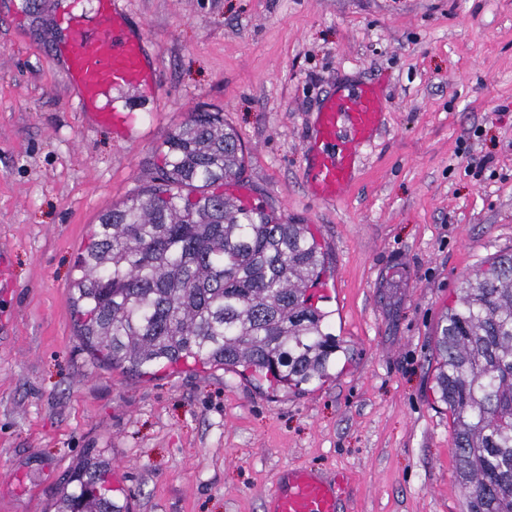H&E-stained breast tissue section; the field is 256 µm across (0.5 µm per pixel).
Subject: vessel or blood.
Segmentation results:
<instances>
[{
	"label": "vessel or blood",
	"mask_w": 512,
	"mask_h": 512,
	"mask_svg": "<svg viewBox=\"0 0 512 512\" xmlns=\"http://www.w3.org/2000/svg\"><path fill=\"white\" fill-rule=\"evenodd\" d=\"M57 42L69 81L82 110L96 112L119 136H127L136 122L134 113L99 109L104 86L132 88L152 95L157 90L154 72L147 65L141 35L131 33L120 0H93L91 30H84L77 15L63 19ZM379 85L359 84L336 91L321 104L315 135L308 148L310 190L322 200L335 199L351 182L359 153L370 144L383 115ZM342 479L325 477L305 467L283 473L267 497L268 512H338Z\"/></svg>",
	"instance_id": "obj_1"
}]
</instances>
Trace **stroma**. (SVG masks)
I'll list each match as a JSON object with an SVG mask.
<instances>
[{"label": "stroma", "instance_id": "1", "mask_svg": "<svg viewBox=\"0 0 512 512\" xmlns=\"http://www.w3.org/2000/svg\"><path fill=\"white\" fill-rule=\"evenodd\" d=\"M0 0V512H52L112 469L121 512H264L287 468L343 473L344 512H462L434 334L481 264L512 252V0H124L155 70L117 139L77 107L59 21L90 0ZM378 83L383 122L348 189L309 192L305 151L335 89ZM246 149L235 191L314 225L336 375L274 392L221 368L141 377L93 359L69 298L98 216L157 175L190 112ZM490 155L481 176L471 158Z\"/></svg>", "mask_w": 512, "mask_h": 512}]
</instances>
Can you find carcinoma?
Here are the masks:
<instances>
[{"instance_id": "obj_1", "label": "carcinoma", "mask_w": 512, "mask_h": 512, "mask_svg": "<svg viewBox=\"0 0 512 512\" xmlns=\"http://www.w3.org/2000/svg\"><path fill=\"white\" fill-rule=\"evenodd\" d=\"M243 163L219 112L169 134L160 175L98 217L70 288L87 349L141 372L188 359L300 389L345 352L308 291L325 270L307 224L224 193ZM434 391L448 407L463 512H512V255L479 267L438 325ZM86 462L59 512H119Z\"/></svg>"}]
</instances>
